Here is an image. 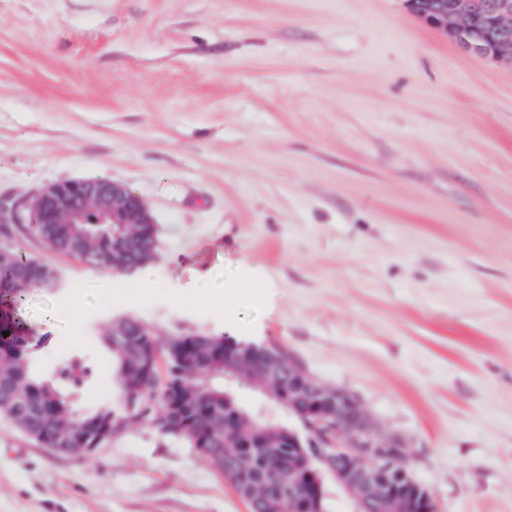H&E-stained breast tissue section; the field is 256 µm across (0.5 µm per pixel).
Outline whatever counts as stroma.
Segmentation results:
<instances>
[{"mask_svg":"<svg viewBox=\"0 0 512 512\" xmlns=\"http://www.w3.org/2000/svg\"><path fill=\"white\" fill-rule=\"evenodd\" d=\"M106 177L159 228L151 286L14 226L57 267L36 365L97 333L280 348L407 443L438 512H512V61L403 0H0V199ZM0 512H248L183 443L132 425L91 458L0 419Z\"/></svg>","mask_w":512,"mask_h":512,"instance_id":"1","label":"stroma"}]
</instances>
